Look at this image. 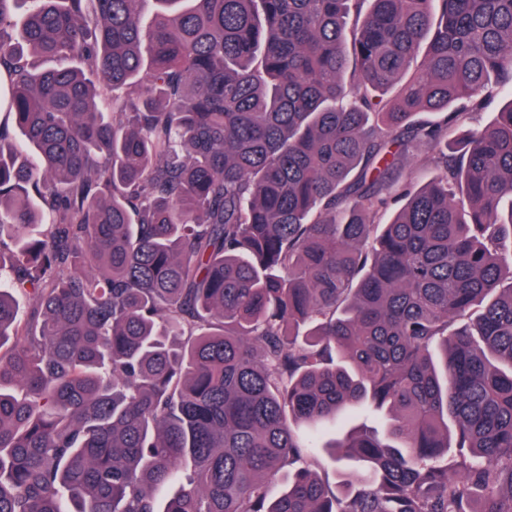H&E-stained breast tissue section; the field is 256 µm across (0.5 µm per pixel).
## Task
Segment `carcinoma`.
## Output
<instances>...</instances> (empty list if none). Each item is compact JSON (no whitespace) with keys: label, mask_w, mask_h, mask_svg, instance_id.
<instances>
[{"label":"carcinoma","mask_w":512,"mask_h":512,"mask_svg":"<svg viewBox=\"0 0 512 512\" xmlns=\"http://www.w3.org/2000/svg\"><path fill=\"white\" fill-rule=\"evenodd\" d=\"M0 109V512H512V0H0ZM431 151L424 146H417L411 149L409 156L410 169L420 178L418 185L423 183L433 167L431 163ZM365 415H368L365 411H346L339 416L337 423L322 426L319 429L318 434L323 439V441L331 440L336 436V433H339V431L348 430L349 428H352L361 423Z\"/></svg>","instance_id":"cac0c4a2"}]
</instances>
